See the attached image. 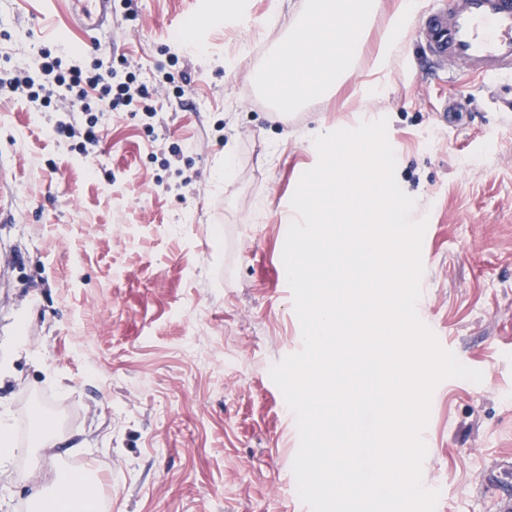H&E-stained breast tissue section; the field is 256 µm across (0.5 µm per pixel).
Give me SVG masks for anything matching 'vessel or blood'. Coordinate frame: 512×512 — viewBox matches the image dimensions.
<instances>
[{
    "instance_id": "obj_1",
    "label": "vessel or blood",
    "mask_w": 512,
    "mask_h": 512,
    "mask_svg": "<svg viewBox=\"0 0 512 512\" xmlns=\"http://www.w3.org/2000/svg\"><path fill=\"white\" fill-rule=\"evenodd\" d=\"M71 25L99 49L100 35L112 31V0H72ZM408 27L421 58L435 71H465L472 77L505 82L499 111L512 112V0H439Z\"/></svg>"
}]
</instances>
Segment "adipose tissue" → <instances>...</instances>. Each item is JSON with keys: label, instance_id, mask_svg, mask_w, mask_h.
Here are the masks:
<instances>
[{"label": "adipose tissue", "instance_id": "adipose-tissue-1", "mask_svg": "<svg viewBox=\"0 0 512 512\" xmlns=\"http://www.w3.org/2000/svg\"><path fill=\"white\" fill-rule=\"evenodd\" d=\"M376 8L377 0H312L304 21L269 56L259 77L273 86L278 109L294 108L343 78ZM32 499L36 512H71L77 504L90 510L95 505L88 478L63 469L43 480Z\"/></svg>", "mask_w": 512, "mask_h": 512}]
</instances>
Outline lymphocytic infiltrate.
<instances>
[{
	"label": "lymphocytic infiltrate",
	"mask_w": 512,
	"mask_h": 512,
	"mask_svg": "<svg viewBox=\"0 0 512 512\" xmlns=\"http://www.w3.org/2000/svg\"><path fill=\"white\" fill-rule=\"evenodd\" d=\"M61 64V59L53 56L51 51H42L39 77L26 75L9 82L12 91L22 94L35 106L49 104L55 97L78 102L77 115L57 121V135L71 137L79 133L86 144L95 146L102 138L108 113L121 108L153 112L148 86L142 83L134 87L127 82H114L111 63L99 59L86 70L78 65L65 70Z\"/></svg>",
	"instance_id": "f902f5d3"
}]
</instances>
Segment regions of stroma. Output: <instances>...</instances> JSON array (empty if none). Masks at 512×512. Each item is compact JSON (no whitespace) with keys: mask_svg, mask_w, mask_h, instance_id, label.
Segmentation results:
<instances>
[{"mask_svg":"<svg viewBox=\"0 0 512 512\" xmlns=\"http://www.w3.org/2000/svg\"><path fill=\"white\" fill-rule=\"evenodd\" d=\"M66 0H0V375L15 453L0 512H32L33 405L67 450L44 466L94 475L105 512H309L290 488L296 419L271 366L303 346L282 266L284 208L318 155L308 134L380 112L396 178L426 219L419 303L481 382L451 378L431 401L422 479L443 512H493L512 463V116L494 84L426 75L411 37L382 73L379 43L403 0H379L367 40L333 90L274 116L255 75L308 0L113 4L99 53L118 79L159 85L157 114L115 111L102 142L52 128L68 102L33 109L6 83L42 49L79 50ZM199 27V47H182ZM462 96L461 130L433 107ZM232 169H225V158Z\"/></svg>","mask_w":512,"mask_h":512,"instance_id":"35a3bbf8","label":"stroma"}]
</instances>
